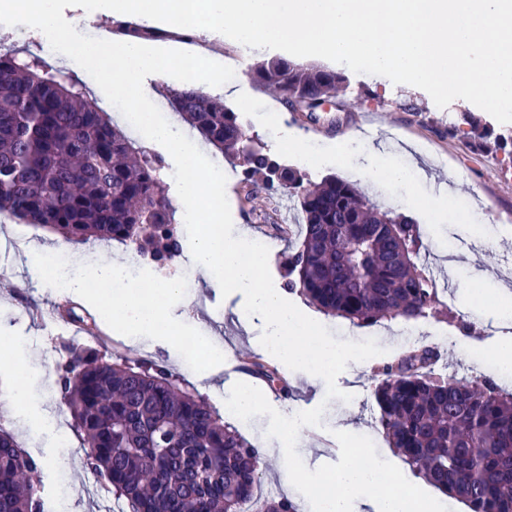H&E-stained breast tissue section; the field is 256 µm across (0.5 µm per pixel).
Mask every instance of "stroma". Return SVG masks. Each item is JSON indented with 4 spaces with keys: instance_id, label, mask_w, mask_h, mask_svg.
Here are the masks:
<instances>
[{
    "instance_id": "stroma-1",
    "label": "stroma",
    "mask_w": 512,
    "mask_h": 512,
    "mask_svg": "<svg viewBox=\"0 0 512 512\" xmlns=\"http://www.w3.org/2000/svg\"><path fill=\"white\" fill-rule=\"evenodd\" d=\"M255 62L245 57L233 84L245 95L246 105L236 98H225L226 107L237 111L250 136L284 164L305 174L313 182L336 176L350 179L361 157L350 151V139L414 144V151L392 156V163L413 166L417 156H424V176L397 184L381 180L370 184L378 202L412 217L421 236V258L435 279L446 278L450 286L441 293L447 304L446 315L420 319L419 342L436 345L461 377H478L482 361L488 360L494 341L503 334L512 335V326L504 328L487 320L488 302L512 303V124L497 122L490 114L479 112L463 100L447 107H437L422 89L395 84L380 75L347 72L348 86L337 93L328 111L315 112L313 120L290 111L281 97L259 87L250 77ZM296 137L302 152L309 155L303 163L288 142ZM300 151V152H301ZM229 174L226 195L235 228L250 229L256 239L275 238L277 225H296V212L288 201H280L273 221L259 220L266 206L264 199L246 203L235 187L240 169L225 161ZM448 192V208L432 209L430 202L440 190ZM415 205H408V198ZM275 259L270 267L273 282L284 285L283 253L287 238H275ZM9 242L0 251V321L8 325L12 342L20 344L30 373L22 383L32 411L26 415L10 412L3 401L7 391L0 380V425L16 437L19 445L40 458L44 467L37 480L44 496L55 494L56 479H63L65 512H115V501L104 494L100 477L84 466L81 440L71 426V419L55 386L54 368L63 355L64 343L93 346L104 343L115 355L134 352L164 360L169 370L206 395L215 407H223L227 386L241 381L240 371L248 359L258 357L267 363L275 358L259 346L260 330L246 331L238 320L242 295H222L220 289L192 284L182 295L170 298L168 305L181 315L187 328L208 327L210 315L224 317L223 333H210L211 344L223 347L233 368L224 369L225 390L212 392L199 369L183 360L180 343L158 347L144 342L131 347L114 336L97 306L83 299L68 297L65 289L51 283H37L32 277L30 243L46 251L66 249L80 264L92 259V242H72L46 229L0 216V242ZM335 338L358 340L368 335L382 349L381 355L362 362L348 363L337 377V387L351 394V401L327 399L323 380L302 371L283 369L289 385L288 396H280L267 384H260L257 403L251 416L233 419L232 424L259 448L275 447L280 435L275 429L279 417L324 406L321 439L303 444L300 453L288 464L278 458L268 460L260 483L261 491L287 495L296 501L299 491H285L282 481L285 467L314 469L321 461L344 466L352 449H360L365 461L381 466L383 471L408 489H415L418 479L402 458L390 448L374 425L372 388L374 367L392 359L403 348L402 321H385L371 326H356L340 317L322 316ZM355 422L357 429L342 434L343 419ZM65 435L68 452L55 445L58 435Z\"/></svg>"
}]
</instances>
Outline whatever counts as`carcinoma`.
<instances>
[{
  "label": "carcinoma",
  "mask_w": 512,
  "mask_h": 512,
  "mask_svg": "<svg viewBox=\"0 0 512 512\" xmlns=\"http://www.w3.org/2000/svg\"><path fill=\"white\" fill-rule=\"evenodd\" d=\"M251 78L287 102L312 104L344 83L336 71L277 58L257 64ZM168 99L242 167L246 200L262 193L293 202L302 230L283 261L288 290L359 326L443 313L412 218L379 208L350 181L311 182L254 145L219 98L185 87ZM162 170L161 157L89 102L82 82L40 56L0 54V215L70 241H117L163 267L183 243ZM64 349L56 385L83 438L86 468L104 478L121 512H243L255 497L261 512H296L287 498L258 492L261 449L163 361ZM440 360L437 348L415 344L373 369L376 427L418 476L467 512H512V393L450 374ZM251 370L289 393L276 369L255 358ZM42 466L0 429V512H45L35 482Z\"/></svg>",
  "instance_id": "1"
}]
</instances>
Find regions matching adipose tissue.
I'll list each match as a JSON object with an SVG mask.
<instances>
[{
    "label": "adipose tissue",
    "instance_id": "ef3b65f1",
    "mask_svg": "<svg viewBox=\"0 0 512 512\" xmlns=\"http://www.w3.org/2000/svg\"><path fill=\"white\" fill-rule=\"evenodd\" d=\"M363 163L358 174L363 182L387 179L404 182L412 177L390 161L391 153L373 142L359 145ZM38 280L62 283L69 294L82 296L103 305L105 321L113 333L129 342L151 338L167 343L170 337L183 333V323L167 305L169 296L179 293L177 281L133 286L123 257L92 261L79 270L61 273L48 268L41 259H34ZM98 282V289H89V282ZM28 375L23 353L13 345L0 347V376L11 381L7 399L12 409L20 411L28 404L21 383ZM286 485L311 490L318 512H437L436 495L409 493L386 481L377 467L346 464L317 473L288 470Z\"/></svg>",
    "mask_w": 512,
    "mask_h": 512
}]
</instances>
